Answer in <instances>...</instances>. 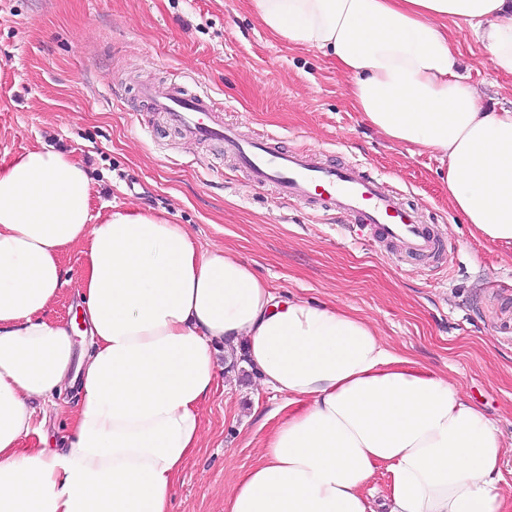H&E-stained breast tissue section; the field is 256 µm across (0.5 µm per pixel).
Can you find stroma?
<instances>
[{
    "label": "stroma",
    "mask_w": 512,
    "mask_h": 512,
    "mask_svg": "<svg viewBox=\"0 0 512 512\" xmlns=\"http://www.w3.org/2000/svg\"><path fill=\"white\" fill-rule=\"evenodd\" d=\"M459 75L483 107L512 109L473 31L452 26ZM178 79L208 92L248 140L304 149L382 177L448 245L441 265L395 263L372 229L254 187L219 142L188 139L141 93ZM333 58L267 32L245 0H0V161L32 148L89 169L96 209L134 204L185 225L198 246L231 248L284 295L368 318L384 344L462 385L512 443V247L474 237L448 204L431 152L388 141L360 113ZM221 373L202 443L171 512H224V497L278 424L252 371Z\"/></svg>",
    "instance_id": "stroma-1"
}]
</instances>
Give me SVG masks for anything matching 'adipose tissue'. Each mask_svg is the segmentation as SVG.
<instances>
[{
    "mask_svg": "<svg viewBox=\"0 0 512 512\" xmlns=\"http://www.w3.org/2000/svg\"><path fill=\"white\" fill-rule=\"evenodd\" d=\"M264 28L316 49L353 107L390 141L447 163L448 203L485 242L512 246V112L483 108L456 73L449 24L481 33L512 75V0H247ZM72 155L0 161V512H170L202 439L214 347L246 364L290 412L224 512H512L506 447L460 387L385 346L333 303L275 293L232 251L140 208H93ZM81 246L69 276L62 255ZM78 302L86 342L50 317ZM76 409L62 444L30 403ZM389 475L386 472L385 467L380 466L376 469V472L371 480L370 487L373 490V501L375 503V509L377 512H384V507L388 492Z\"/></svg>",
    "mask_w": 512,
    "mask_h": 512,
    "instance_id": "ef3b65f1",
    "label": "adipose tissue"
}]
</instances>
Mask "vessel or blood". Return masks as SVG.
<instances>
[{
    "mask_svg": "<svg viewBox=\"0 0 512 512\" xmlns=\"http://www.w3.org/2000/svg\"><path fill=\"white\" fill-rule=\"evenodd\" d=\"M144 94L192 138L223 143L254 184L273 183L286 198L340 211L351 223L375 228L382 239L397 243L405 256L426 260L443 251L442 241L405 206L400 193L360 167L326 165L303 150L283 153L265 141L241 139L207 94H187L180 82Z\"/></svg>",
    "mask_w": 512,
    "mask_h": 512,
    "instance_id": "1",
    "label": "vessel or blood"
}]
</instances>
